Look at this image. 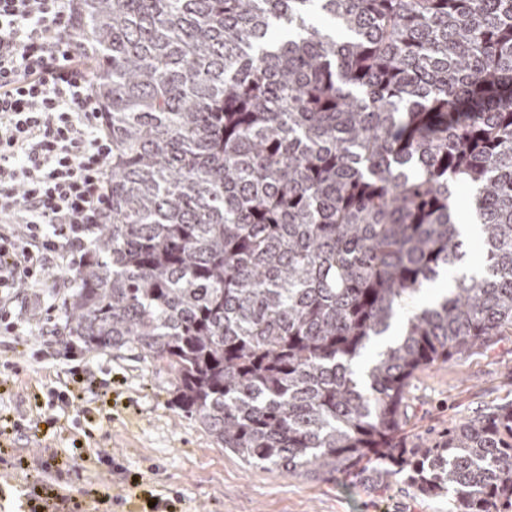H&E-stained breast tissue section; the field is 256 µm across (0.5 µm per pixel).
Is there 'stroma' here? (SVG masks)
Here are the masks:
<instances>
[{"mask_svg":"<svg viewBox=\"0 0 512 512\" xmlns=\"http://www.w3.org/2000/svg\"><path fill=\"white\" fill-rule=\"evenodd\" d=\"M35 324L0 340V512H450L405 476L290 475L249 464L173 407L174 372L126 350L53 340ZM87 413L48 410L50 391ZM512 407V333L488 349L417 371L405 400L408 443H432L449 423ZM36 435L15 434L17 422Z\"/></svg>","mask_w":512,"mask_h":512,"instance_id":"35a3bbf8","label":"stroma"}]
</instances>
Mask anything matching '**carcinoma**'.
I'll list each match as a JSON object with an SVG mask.
<instances>
[{
	"label": "carcinoma",
	"instance_id": "obj_1",
	"mask_svg": "<svg viewBox=\"0 0 512 512\" xmlns=\"http://www.w3.org/2000/svg\"><path fill=\"white\" fill-rule=\"evenodd\" d=\"M75 15L112 176L68 335L167 361L175 409L250 464L369 460L451 512L511 509L512 407L434 444L399 434L416 371L512 332V0H76ZM467 257L478 275L409 305Z\"/></svg>",
	"mask_w": 512,
	"mask_h": 512
}]
</instances>
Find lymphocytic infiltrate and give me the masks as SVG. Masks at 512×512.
I'll list each match as a JSON object with an SVG mask.
<instances>
[{
  "label": "lymphocytic infiltrate",
  "mask_w": 512,
  "mask_h": 512,
  "mask_svg": "<svg viewBox=\"0 0 512 512\" xmlns=\"http://www.w3.org/2000/svg\"><path fill=\"white\" fill-rule=\"evenodd\" d=\"M112 140L74 38L73 0H0V336H53L44 289L104 222Z\"/></svg>",
  "instance_id": "lymphocytic-infiltrate-1"
}]
</instances>
